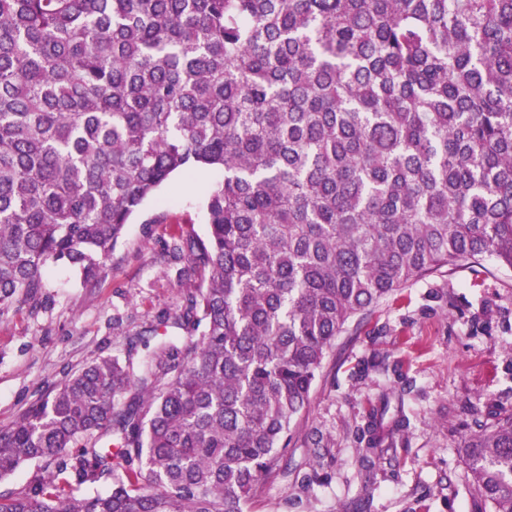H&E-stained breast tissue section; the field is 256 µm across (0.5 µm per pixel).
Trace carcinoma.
Segmentation results:
<instances>
[{
	"instance_id": "1",
	"label": "carcinoma",
	"mask_w": 512,
	"mask_h": 512,
	"mask_svg": "<svg viewBox=\"0 0 512 512\" xmlns=\"http://www.w3.org/2000/svg\"><path fill=\"white\" fill-rule=\"evenodd\" d=\"M219 168L147 352L0 430V512H247L336 337L408 283L512 269V0H0V321L62 264L105 276L171 177ZM184 337L169 336V329ZM365 417L359 463L406 428ZM512 512V413L462 441Z\"/></svg>"
}]
</instances>
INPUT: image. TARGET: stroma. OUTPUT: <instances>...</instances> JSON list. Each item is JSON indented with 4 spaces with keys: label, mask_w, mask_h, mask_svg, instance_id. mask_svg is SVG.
Wrapping results in <instances>:
<instances>
[{
    "label": "stroma",
    "mask_w": 512,
    "mask_h": 512,
    "mask_svg": "<svg viewBox=\"0 0 512 512\" xmlns=\"http://www.w3.org/2000/svg\"><path fill=\"white\" fill-rule=\"evenodd\" d=\"M220 170L179 172L128 224L93 289L54 270L46 301L0 321V429L41 390L93 361L124 354L173 311L187 278L166 255L179 224L207 232L202 200ZM402 406L394 448L359 474L369 407ZM512 413V271L494 258L406 285L348 323L324 361L288 467L259 488L250 512H480L467 490L463 437ZM318 431L328 447H310Z\"/></svg>",
    "instance_id": "35a3bbf8"
}]
</instances>
